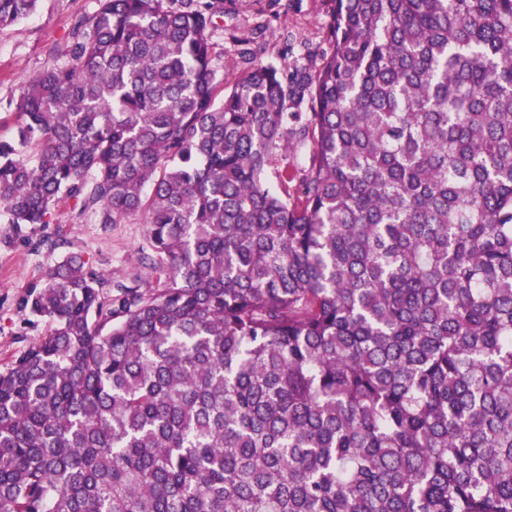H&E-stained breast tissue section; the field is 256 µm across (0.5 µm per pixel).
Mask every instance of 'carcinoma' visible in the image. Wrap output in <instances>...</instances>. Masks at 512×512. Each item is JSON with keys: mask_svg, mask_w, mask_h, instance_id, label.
<instances>
[{"mask_svg": "<svg viewBox=\"0 0 512 512\" xmlns=\"http://www.w3.org/2000/svg\"><path fill=\"white\" fill-rule=\"evenodd\" d=\"M332 2L313 74L226 88L224 0H96L22 85L0 219L140 216L159 278L27 293L0 512H512V0ZM310 152V144H298L294 149L276 157L270 168V175L273 176L274 170L277 168L288 166L293 170L297 180L303 177L308 166V156Z\"/></svg>", "mask_w": 512, "mask_h": 512, "instance_id": "carcinoma-1", "label": "carcinoma"}]
</instances>
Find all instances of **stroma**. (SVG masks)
<instances>
[{
  "label": "stroma",
  "mask_w": 512,
  "mask_h": 512,
  "mask_svg": "<svg viewBox=\"0 0 512 512\" xmlns=\"http://www.w3.org/2000/svg\"><path fill=\"white\" fill-rule=\"evenodd\" d=\"M94 6L95 0H40L36 13L0 28V138L14 132L9 103L21 84L54 65V47L66 39L76 18ZM331 8L332 0H224V18L213 43L225 85H234L245 73L239 45L245 38L262 61L317 69L329 49ZM47 237L62 239L61 251L41 247ZM150 251L146 226L137 219L75 223L64 206L54 224L19 230L0 223V370L47 335V322L24 311L21 302L61 253L82 254L90 269L105 273L113 284L129 285L138 277L155 281L154 272L140 262Z\"/></svg>",
  "instance_id": "stroma-1"
}]
</instances>
